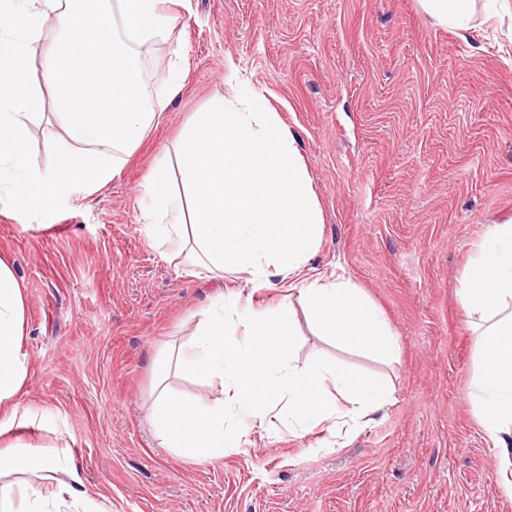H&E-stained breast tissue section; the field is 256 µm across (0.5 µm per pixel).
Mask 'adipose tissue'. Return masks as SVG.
Instances as JSON below:
<instances>
[{
    "instance_id": "obj_1",
    "label": "adipose tissue",
    "mask_w": 512,
    "mask_h": 512,
    "mask_svg": "<svg viewBox=\"0 0 512 512\" xmlns=\"http://www.w3.org/2000/svg\"><path fill=\"white\" fill-rule=\"evenodd\" d=\"M85 0H0V179L9 178L14 219L50 210L76 186L95 190L119 171L169 101L184 87L187 64L175 67L164 97L152 101L141 85V49L172 34L166 0H106L97 10ZM436 24L469 31L476 0H419ZM55 16L60 33L42 52V86L29 80L30 49L42 40V21ZM52 107L70 140L53 168L29 164L31 124ZM143 199L148 230L173 259L215 279L243 277L259 290L273 279L300 280L296 299L272 312L228 315L223 297L199 313L196 331L177 356L161 354L157 378L169 370L196 379H224L227 404H206L160 389L149 420L164 447L179 458L224 454V407L246 420L276 417L291 431L326 426L331 435L374 420L394 394L384 376L364 379L314 358L286 362L301 307L309 325L352 351L389 357L398 338L360 288L337 273L306 275L323 227L322 211L294 132L266 98L247 93L218 111L195 113L149 173ZM458 300L476 333L481 369L473 380L474 414L504 448L501 486L512 495V224H496L467 266ZM24 297L9 261L0 259V404L27 416L22 403L26 356L22 351ZM64 471L60 495L75 512H103L80 483L68 442L47 449L0 450V512H50L15 474Z\"/></svg>"
}]
</instances>
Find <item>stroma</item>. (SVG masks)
Here are the masks:
<instances>
[{"instance_id": "obj_1", "label": "stroma", "mask_w": 512, "mask_h": 512, "mask_svg": "<svg viewBox=\"0 0 512 512\" xmlns=\"http://www.w3.org/2000/svg\"><path fill=\"white\" fill-rule=\"evenodd\" d=\"M169 38L142 56L155 94L187 57L180 96L104 187L48 213L0 214V257L25 300L23 401L9 444L69 441L105 512H512L500 448L472 411L479 357L458 302L487 231L512 221V55L474 22L435 24L419 0H184ZM253 91L297 138L324 213L311 265L361 288L399 337L394 359L350 353L295 314L292 364L318 356L386 375L392 402L350 436L289 433L279 421L239 449L195 462L149 421L158 354L187 341L219 290L234 308L273 307L286 285L247 297L168 262L151 238L142 184L193 113ZM52 113L31 127L30 164L56 162Z\"/></svg>"}]
</instances>
